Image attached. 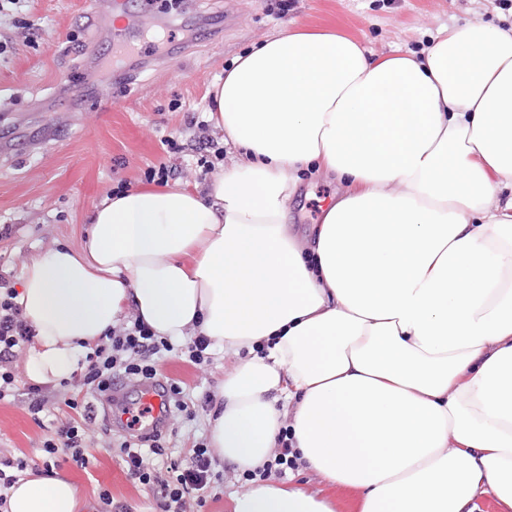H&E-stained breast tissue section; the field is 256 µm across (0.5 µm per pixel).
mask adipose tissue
Returning a JSON list of instances; mask_svg holds the SVG:
<instances>
[{
	"instance_id": "ef3b65f1",
	"label": "adipose tissue",
	"mask_w": 512,
	"mask_h": 512,
	"mask_svg": "<svg viewBox=\"0 0 512 512\" xmlns=\"http://www.w3.org/2000/svg\"><path fill=\"white\" fill-rule=\"evenodd\" d=\"M209 120L235 155L212 186L99 202L79 247L31 253L16 303L25 374L70 379L127 316L229 363L210 446L237 471L281 432L360 512L512 508V28H439L421 51L284 27L238 56ZM342 187L309 235L288 224L307 168ZM232 512H334L257 480ZM50 468L6 512H81Z\"/></svg>"
}]
</instances>
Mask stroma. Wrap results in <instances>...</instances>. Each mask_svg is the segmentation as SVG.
Masks as SVG:
<instances>
[{
  "label": "stroma",
  "instance_id": "35a3bbf8",
  "mask_svg": "<svg viewBox=\"0 0 512 512\" xmlns=\"http://www.w3.org/2000/svg\"><path fill=\"white\" fill-rule=\"evenodd\" d=\"M139 2L127 0L134 38L166 44L167 51L159 65L112 85L102 102L72 89L91 77L88 56L117 64L111 53L117 29L92 19L111 16L114 0H28L21 10L0 11V41L8 45L0 54V273L11 281H19L29 252L77 246L94 204L117 185H144L150 165L167 161L176 168L175 180L208 184L197 153L203 140L220 142L224 135L197 125L208 117L207 92L236 57L283 24L344 34L377 53L422 50L439 27L468 20L512 25V0H183L176 12L166 0L147 11ZM168 135L183 145L182 153L163 152L161 139ZM339 189L335 179L302 174L289 203L294 231L309 232ZM24 356L17 351L13 362L16 396L0 401V456L70 476L84 512H106L103 490L129 512H157L156 490L130 479L122 464L120 444L139 431L110 423V393L91 400L94 419L84 426L93 456L88 468L62 454L44 455L42 445L56 427L77 421L67 402L80 391L70 383L43 385L45 408L32 415ZM156 369L157 380L177 384L190 407L173 411L162 432L174 456L182 457L209 438L224 353L212 349L209 362L196 364L177 347L158 356ZM215 470L218 489L189 512H232L230 497L247 486V477L220 461Z\"/></svg>",
  "mask_w": 512,
  "mask_h": 512
}]
</instances>
